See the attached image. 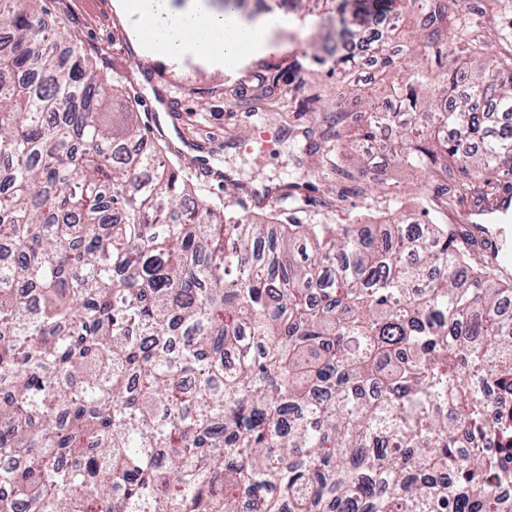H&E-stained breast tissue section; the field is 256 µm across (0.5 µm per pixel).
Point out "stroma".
<instances>
[{
    "label": "stroma",
    "mask_w": 512,
    "mask_h": 512,
    "mask_svg": "<svg viewBox=\"0 0 512 512\" xmlns=\"http://www.w3.org/2000/svg\"><path fill=\"white\" fill-rule=\"evenodd\" d=\"M444 3L449 38L488 33L487 58L512 54V0ZM42 6L49 19L60 20L83 46L98 48L100 71L121 80L135 96L144 129L160 122L171 160L197 193L225 196L222 181L193 170L195 158L246 186L243 206L266 216L277 207L284 184L297 182L301 189L295 205L306 223L342 224L352 212L385 220L400 206L425 199L433 204L436 223L473 236L480 227L497 224L512 248V217L498 221L469 215L465 186L470 178L465 173L455 172L449 181L454 202L443 208L436 204L437 182L420 170L381 155L362 177L355 174L352 158L336 155V130L355 136L371 99L393 107L389 86L398 76L385 70L381 55L392 54L409 67V23L389 32L384 52H371L340 81L308 57L313 42L331 49L343 46L329 21L279 35L269 52L246 58L228 76L199 61L171 64L146 55L114 0H43ZM170 96L178 99L179 110L154 117L143 106ZM269 129L275 134L271 143L263 137Z\"/></svg>",
    "instance_id": "1"
}]
</instances>
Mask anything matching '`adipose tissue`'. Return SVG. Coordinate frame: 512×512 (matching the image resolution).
<instances>
[{
    "label": "adipose tissue",
    "mask_w": 512,
    "mask_h": 512,
    "mask_svg": "<svg viewBox=\"0 0 512 512\" xmlns=\"http://www.w3.org/2000/svg\"><path fill=\"white\" fill-rule=\"evenodd\" d=\"M133 34H147L163 46L165 61L194 55L227 63L260 54L273 38L291 26L288 17L267 14L250 19L232 10H216L207 0H187L174 8L171 0H120Z\"/></svg>",
    "instance_id": "ef3b65f1"
}]
</instances>
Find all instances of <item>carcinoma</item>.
<instances>
[{
	"label": "carcinoma",
	"instance_id": "obj_1",
	"mask_svg": "<svg viewBox=\"0 0 512 512\" xmlns=\"http://www.w3.org/2000/svg\"><path fill=\"white\" fill-rule=\"evenodd\" d=\"M311 0H274L304 22ZM412 12L448 64L443 0ZM0 512H512V282L473 265L428 207L387 224L253 221L190 190L91 53L0 0ZM413 138L496 210L512 192V55L448 69ZM390 125L377 102L366 154ZM498 434L497 456L481 451Z\"/></svg>",
	"mask_w": 512,
	"mask_h": 512
}]
</instances>
